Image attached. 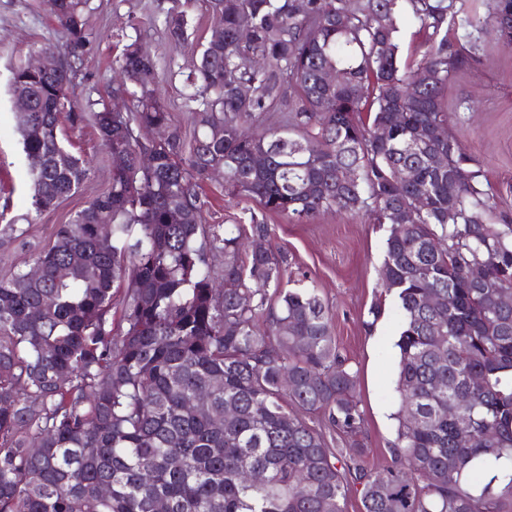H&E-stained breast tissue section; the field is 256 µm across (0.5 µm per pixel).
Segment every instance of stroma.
Returning <instances> with one entry per match:
<instances>
[{
    "label": "stroma",
    "mask_w": 512,
    "mask_h": 512,
    "mask_svg": "<svg viewBox=\"0 0 512 512\" xmlns=\"http://www.w3.org/2000/svg\"><path fill=\"white\" fill-rule=\"evenodd\" d=\"M182 13L187 20V41L168 44L162 20L166 13ZM214 22L208 0H89L85 50L73 66L82 92L100 98L112 82V64L131 34L155 56L168 77L159 86V98L193 141L194 126L183 100L182 73L198 59ZM484 49L476 62L462 67L448 85V108L457 120L449 125L468 154L486 170L493 183L499 208L512 218V46L504 43L492 26H485ZM68 32L51 15L46 0H0V219L24 223L30 208L31 183L27 160L16 128L9 79L14 66L29 59L44 45L65 51ZM71 150L88 156L91 179L74 195L29 226L27 233L10 238L0 233V273L27 260L33 251L48 247L57 225L67 223L86 202L103 192L110 178V159L92 128L71 138ZM208 201L205 223L230 224L243 208L258 211L255 201L227 196L222 178L202 181ZM264 220L272 244L285 252L288 285H316L332 315L336 346L357 373L356 397L364 415L357 438L327 432L328 442L346 448L359 442L360 463L372 469L390 463L396 437L395 387L399 314L394 294L381 279L384 258V226L358 215H318L298 224L268 214ZM380 315H372L373 305Z\"/></svg>",
    "instance_id": "35a3bbf8"
}]
</instances>
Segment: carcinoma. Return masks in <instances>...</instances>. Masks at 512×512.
Here are the masks:
<instances>
[{
  "instance_id": "1",
  "label": "carcinoma",
  "mask_w": 512,
  "mask_h": 512,
  "mask_svg": "<svg viewBox=\"0 0 512 512\" xmlns=\"http://www.w3.org/2000/svg\"><path fill=\"white\" fill-rule=\"evenodd\" d=\"M59 7L75 56L87 0ZM210 8L224 40L207 41L186 77L201 130L189 147L157 97L158 62L136 41L115 61V118L76 91L57 100L56 85L75 80L67 60L58 74L12 71L11 93L33 106L17 113L32 218L91 177L66 132L93 124L126 163L50 246L0 275V512H155L159 500L169 512H345L343 458L363 512H512V305L502 303L512 295V219L482 165L442 136L453 118L448 83L476 56L485 24L512 41V0H489L484 19L456 0ZM404 16L423 34L421 57L406 65ZM163 25L170 43L187 39L182 14ZM249 55L263 67L244 65ZM326 69L340 79L323 82ZM262 112L281 116L250 131ZM152 130L165 138H147ZM148 152L154 164L142 168ZM213 165L228 194L265 213L387 225L383 286L401 310L393 464L367 471L359 443L330 448L305 421L358 435L357 373L316 289L282 288L287 258L267 244L264 220L202 223L197 187ZM475 265L480 281L469 277ZM124 281L119 331L112 296ZM203 394L208 411H190ZM254 471L266 482L252 483Z\"/></svg>"
}]
</instances>
